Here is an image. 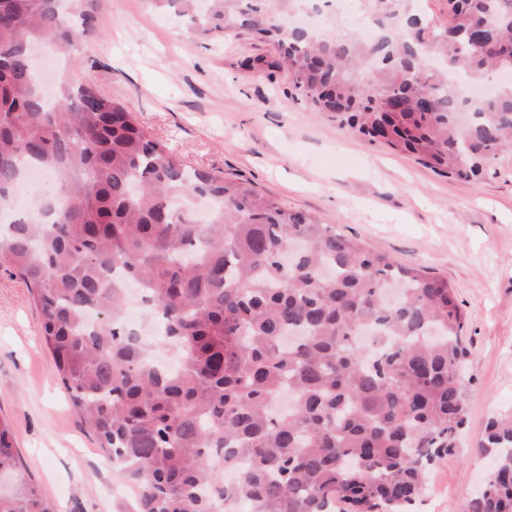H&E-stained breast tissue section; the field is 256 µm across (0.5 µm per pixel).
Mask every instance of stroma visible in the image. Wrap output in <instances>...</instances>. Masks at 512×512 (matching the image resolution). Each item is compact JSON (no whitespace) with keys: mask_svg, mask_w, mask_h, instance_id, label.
Wrapping results in <instances>:
<instances>
[{"mask_svg":"<svg viewBox=\"0 0 512 512\" xmlns=\"http://www.w3.org/2000/svg\"><path fill=\"white\" fill-rule=\"evenodd\" d=\"M73 83L135 112L147 134L189 165L243 182L292 210L447 278L471 346L469 418L459 453L442 461L414 512H467L489 467L476 443L487 420L512 412V153L477 181L436 174L414 156L348 134L244 68L270 54L245 35H203L150 0H84ZM0 418L26 475L56 512H120L124 477L97 452L42 339L30 288L0 268Z\"/></svg>","mask_w":512,"mask_h":512,"instance_id":"stroma-1","label":"stroma"}]
</instances>
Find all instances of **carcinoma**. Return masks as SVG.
<instances>
[{
    "label": "carcinoma",
    "instance_id": "cac0c4a2",
    "mask_svg": "<svg viewBox=\"0 0 512 512\" xmlns=\"http://www.w3.org/2000/svg\"><path fill=\"white\" fill-rule=\"evenodd\" d=\"M151 2L203 34L273 44L246 66L285 73L311 111L450 178H477L512 148V87L461 100L425 63L430 53L476 80L512 72V0H448L449 28L405 0H373L366 44L280 31L293 0H210L202 13ZM91 28L72 0H0V209L30 167L68 185L64 201L0 224V267L34 288L73 409L135 481L131 512H223L227 496L254 512H409L467 422L470 349L448 280L188 165L91 84L63 85L48 105L28 47L75 61ZM175 196L210 201V222ZM124 277L162 321L151 344L121 319ZM153 349L176 352L178 370L146 360ZM285 388L291 405L275 415ZM477 448L492 465L467 512H512V414L490 419ZM241 461L228 490L224 469ZM2 474L15 487L0 512H54L0 420Z\"/></svg>",
    "mask_w": 512,
    "mask_h": 512
}]
</instances>
